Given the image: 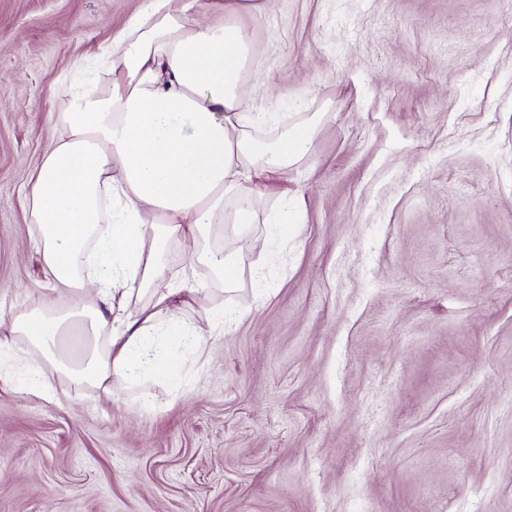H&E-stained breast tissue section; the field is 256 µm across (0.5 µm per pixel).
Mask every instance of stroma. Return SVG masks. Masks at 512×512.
<instances>
[{"label":"stroma","mask_w":512,"mask_h":512,"mask_svg":"<svg viewBox=\"0 0 512 512\" xmlns=\"http://www.w3.org/2000/svg\"><path fill=\"white\" fill-rule=\"evenodd\" d=\"M140 0H0V311L58 297L25 186L63 86ZM250 111L307 136L240 236L236 314L182 381L105 398L0 383V512H512V13L494 0H273Z\"/></svg>","instance_id":"35a3bbf8"}]
</instances>
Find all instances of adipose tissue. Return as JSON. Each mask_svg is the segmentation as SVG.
I'll list each match as a JSON object with an SVG mask.
<instances>
[{"label": "adipose tissue", "instance_id": "1", "mask_svg": "<svg viewBox=\"0 0 512 512\" xmlns=\"http://www.w3.org/2000/svg\"><path fill=\"white\" fill-rule=\"evenodd\" d=\"M213 8L212 0H144L102 48L108 80L66 91L61 132L27 194L60 302L0 315V382L27 394L50 387L42 369L17 374V338L70 383L108 397L146 372L174 375L175 346L153 338L178 335L183 305L201 290L187 277L163 285L170 243L199 242L224 223H253L269 180L302 157L304 138L248 137L247 126L268 118L242 109L251 35L193 20L196 10ZM88 277L99 285L96 302H74ZM142 290L148 303L130 310ZM74 328L106 339L85 345L76 364L63 352Z\"/></svg>", "mask_w": 512, "mask_h": 512}]
</instances>
